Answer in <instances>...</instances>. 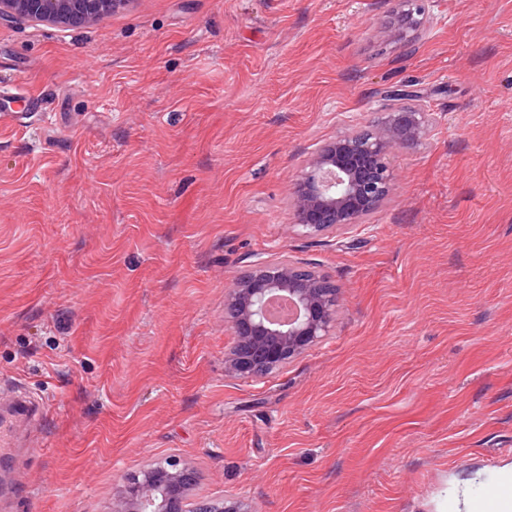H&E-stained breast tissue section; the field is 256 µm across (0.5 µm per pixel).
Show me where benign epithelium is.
I'll list each match as a JSON object with an SVG mask.
<instances>
[{"label": "benign epithelium", "instance_id": "1", "mask_svg": "<svg viewBox=\"0 0 512 512\" xmlns=\"http://www.w3.org/2000/svg\"><path fill=\"white\" fill-rule=\"evenodd\" d=\"M121 0H0V15L12 11L31 22H59L71 26L96 19ZM406 9L401 23L387 29L389 39L402 43L416 36L424 25L420 0H402ZM416 97L412 90L390 92L396 109L369 138L351 134L336 139L316 152L296 182L295 223L309 232L335 231L363 223L389 199L393 177L388 152L397 145L419 142L426 134L424 118L401 105ZM254 274L235 289L230 303L234 335L250 338L260 347L258 360L277 369L302 354L327 335L336 309L331 288L319 287L320 276L295 277L298 267L269 260L258 262ZM275 292H284L302 309L294 323L274 325L267 320L266 305ZM231 372L257 378L261 373L249 359L237 354L227 358ZM185 470L168 459L130 475L117 512H189L185 503Z\"/></svg>", "mask_w": 512, "mask_h": 512}]
</instances>
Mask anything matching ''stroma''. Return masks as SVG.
<instances>
[{
	"label": "stroma",
	"mask_w": 512,
	"mask_h": 512,
	"mask_svg": "<svg viewBox=\"0 0 512 512\" xmlns=\"http://www.w3.org/2000/svg\"><path fill=\"white\" fill-rule=\"evenodd\" d=\"M121 0L79 27L0 19V392L47 403L0 512H114L169 457L244 512H457L512 466V0ZM417 91L366 223L295 224L311 153ZM337 287L324 340L228 372L256 261ZM407 9L400 13L401 23L397 26H390L387 29L389 39L396 43H402L415 37L424 25L425 11L418 2L422 0H402Z\"/></svg>",
	"instance_id": "1"
}]
</instances>
